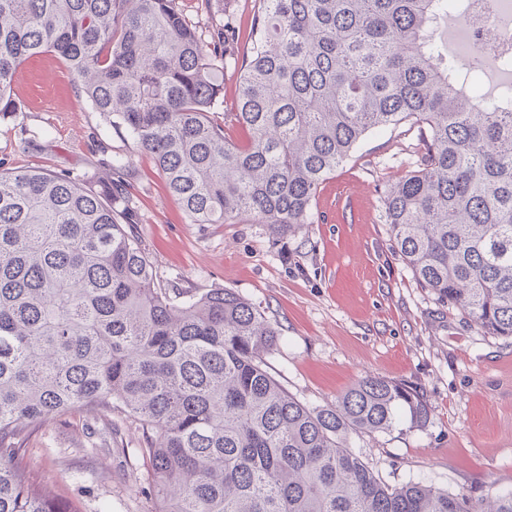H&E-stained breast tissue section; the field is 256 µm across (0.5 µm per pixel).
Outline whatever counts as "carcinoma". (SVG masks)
Segmentation results:
<instances>
[{
  "label": "carcinoma",
  "instance_id": "1",
  "mask_svg": "<svg viewBox=\"0 0 512 512\" xmlns=\"http://www.w3.org/2000/svg\"><path fill=\"white\" fill-rule=\"evenodd\" d=\"M461 0H263L232 119L224 55L177 0H0V116L28 58L65 62L78 94L153 156L190 224L313 223L323 181L373 130H427L422 167L384 190L393 250L437 299L512 337V99L448 64L432 27ZM105 188L0 169V512H76L11 464L24 427L90 408L130 414L159 512H512L422 482L391 488L351 436L424 426L419 392L367 375L312 408L268 373L280 333L213 288L180 305L130 230L124 172Z\"/></svg>",
  "mask_w": 512,
  "mask_h": 512
}]
</instances>
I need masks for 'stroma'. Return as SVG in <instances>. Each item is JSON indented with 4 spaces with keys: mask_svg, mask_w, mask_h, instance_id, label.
<instances>
[{
    "mask_svg": "<svg viewBox=\"0 0 512 512\" xmlns=\"http://www.w3.org/2000/svg\"><path fill=\"white\" fill-rule=\"evenodd\" d=\"M259 0H224L225 121ZM18 112L0 118V165L68 172L104 185L114 156L126 174L133 233L174 303L184 294L228 288L278 327L267 371L312 407L335 404L371 374L423 393L424 427L400 421L353 436L354 451L386 484L423 482L472 498L512 490V338L485 334L462 310L440 302L395 255L382 190L417 170L424 131L403 123L369 133L320 187L315 222L275 238L248 221L189 224L152 156L78 97L68 68L51 53L29 58L14 84ZM76 411L30 427L17 460L79 512H157L152 474L139 453L138 420Z\"/></svg>",
    "mask_w": 512,
    "mask_h": 512,
    "instance_id": "1",
    "label": "stroma"
}]
</instances>
